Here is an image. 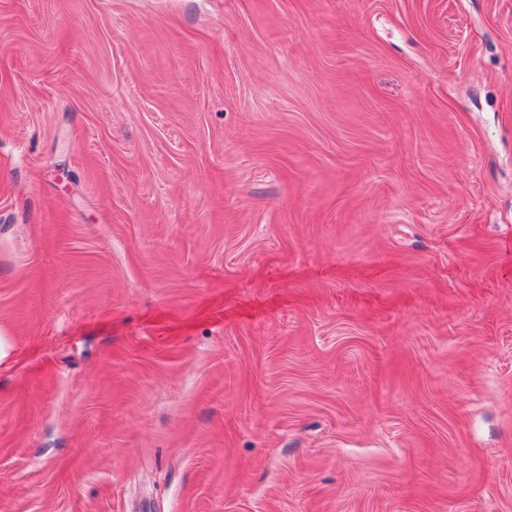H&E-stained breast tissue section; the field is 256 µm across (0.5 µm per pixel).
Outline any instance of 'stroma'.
I'll use <instances>...</instances> for the list:
<instances>
[{
    "instance_id": "1",
    "label": "stroma",
    "mask_w": 512,
    "mask_h": 512,
    "mask_svg": "<svg viewBox=\"0 0 512 512\" xmlns=\"http://www.w3.org/2000/svg\"><path fill=\"white\" fill-rule=\"evenodd\" d=\"M0 512H512V0H0Z\"/></svg>"
}]
</instances>
